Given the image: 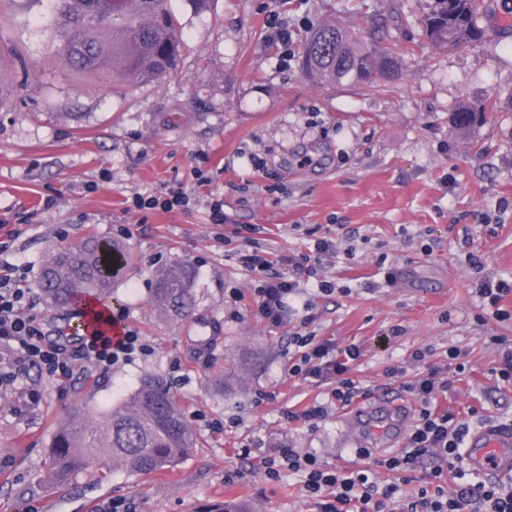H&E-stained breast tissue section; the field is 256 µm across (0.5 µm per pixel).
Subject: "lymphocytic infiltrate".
I'll return each instance as SVG.
<instances>
[{"label": "lymphocytic infiltrate", "instance_id": "lymphocytic-infiltrate-1", "mask_svg": "<svg viewBox=\"0 0 512 512\" xmlns=\"http://www.w3.org/2000/svg\"><path fill=\"white\" fill-rule=\"evenodd\" d=\"M333 241L321 239L313 254L289 258L288 270L274 272V259L269 253L250 255L248 268L259 279L255 291L256 317L278 327L295 315L294 299L310 281H317L320 292H331L330 282L319 279L322 255L335 251ZM28 268L0 261V344L16 349L24 361L39 366L53 378L67 377L73 364L81 361L100 369L127 364L136 355L149 350L139 331L127 330L119 341L85 337L70 348L47 342L42 325L33 311V297L28 285ZM297 348L288 362V374L305 381L328 384L330 397L314 402L301 412L289 413V421L304 420L314 424L324 420L332 409L350 406L366 391L355 382L350 371L361 356L358 345L338 347L328 339L296 332L291 336ZM413 363L419 370L407 376L405 367H390L386 375L412 395L418 405L404 447L395 453L372 458L367 449H356L360 467L351 470H329L317 458L302 455L291 448L279 451L278 460H264L268 475H275L276 461L288 470L302 474L304 489L317 499L320 512H512V479L495 483H474L463 465L465 440L470 432L468 419L435 407L437 398L448 391L445 367L430 363L423 351H414ZM435 464L425 485L412 493L406 485L415 480L414 473L425 459ZM395 474L394 482L381 481L379 471ZM456 486H449V479Z\"/></svg>", "mask_w": 512, "mask_h": 512}]
</instances>
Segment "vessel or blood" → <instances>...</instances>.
<instances>
[{
	"label": "vessel or blood",
	"mask_w": 512,
	"mask_h": 512,
	"mask_svg": "<svg viewBox=\"0 0 512 512\" xmlns=\"http://www.w3.org/2000/svg\"><path fill=\"white\" fill-rule=\"evenodd\" d=\"M383 408L387 409L397 426L403 425L411 415L409 406L402 401L389 403ZM383 408L376 404L365 405L349 412L346 424L355 426ZM466 465L470 471L482 476L512 472V430L489 425L474 431L468 441Z\"/></svg>",
	"instance_id": "b4317fda"
}]
</instances>
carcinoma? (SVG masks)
<instances>
[{"label":"carcinoma","instance_id":"carcinoma-1","mask_svg":"<svg viewBox=\"0 0 512 512\" xmlns=\"http://www.w3.org/2000/svg\"><path fill=\"white\" fill-rule=\"evenodd\" d=\"M108 4L109 0H48L44 18L60 42L62 62L92 81L127 77L148 81L169 74L182 43L180 20L169 0H120L116 12ZM477 9L478 0H432L421 19L427 39L446 51L477 45L486 36ZM302 57L308 75L334 84L371 87L398 78L401 71L397 48L363 42L335 23L311 33ZM479 111L486 108H457L451 130L470 131ZM130 262L126 244L90 234L70 247L51 251L35 288L47 307L77 311L72 326L77 336L93 323V312L111 298ZM195 277L194 267L180 259L156 273L151 302L161 316L173 321L189 318L195 305ZM89 417L85 406H73L67 423L54 435L48 474L58 486L65 487L88 471L100 452L140 475L174 469L196 445L174 394L153 378L143 379L127 401L112 406L103 428L90 426Z\"/></svg>","mask_w":512,"mask_h":512}]
</instances>
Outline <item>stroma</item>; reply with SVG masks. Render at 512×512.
Here are the masks:
<instances>
[{
	"instance_id": "35a3bbf8",
	"label": "stroma",
	"mask_w": 512,
	"mask_h": 512,
	"mask_svg": "<svg viewBox=\"0 0 512 512\" xmlns=\"http://www.w3.org/2000/svg\"><path fill=\"white\" fill-rule=\"evenodd\" d=\"M428 0H211L181 17L178 67L155 82L83 81L55 59L42 27L43 0H0V239L5 257L39 270L51 250L93 233L124 242L132 262L111 299L123 327L152 352L109 371L76 363L56 382L23 366L0 388V512H98L115 499L128 512H319L298 473L261 464L270 449L312 453L329 469L353 465L341 411L317 426L286 415L323 399L327 385L288 375L293 332L306 330L362 352L351 376L371 400H408L385 372L418 349L445 360L467 350L438 405L471 427L512 424V387L491 369L512 344V295L498 306L476 289L488 275L512 278V0H481L487 30L477 47L435 53L421 16ZM290 20L294 57L270 39ZM333 20L366 41L406 51L401 76L374 89L307 77L300 54ZM498 102L470 135L450 129L462 103ZM265 159L255 170L252 157ZM207 170L211 185L194 188ZM183 187L187 209L142 213L137 194ZM224 197L212 223L206 195ZM321 239L345 252L323 259L334 292L309 284L308 324L274 328L248 301L258 281L243 257L308 252ZM481 265H473L472 256ZM196 270V305L173 322L151 304L153 274L174 259ZM395 282H388L387 272ZM174 392L197 444L171 471L132 475L97 468L56 488L46 459L74 405L103 426L112 405L144 377Z\"/></svg>"
}]
</instances>
